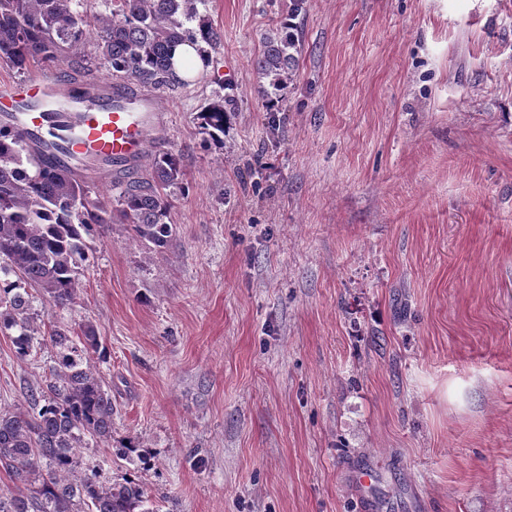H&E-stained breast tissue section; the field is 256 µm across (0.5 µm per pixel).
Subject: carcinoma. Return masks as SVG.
Instances as JSON below:
<instances>
[{
	"label": "carcinoma",
	"instance_id": "1",
	"mask_svg": "<svg viewBox=\"0 0 512 512\" xmlns=\"http://www.w3.org/2000/svg\"><path fill=\"white\" fill-rule=\"evenodd\" d=\"M206 0H112L110 14L72 10V0H0V65L24 70L33 64H66L80 74V46L91 41L112 77L143 88H174L179 83L172 53L181 43L201 39L210 49L223 42L220 31L201 16ZM197 22V30L187 24ZM297 38L268 35L255 61L259 77L282 86L295 73ZM222 98L200 112L214 138L224 132L227 106ZM179 159L156 155L149 166L123 183L108 209L89 200L87 180L65 170L42 167L9 130L0 127V269L15 274L56 307L69 304L78 289L79 265L88 258V238L106 224H126L135 236L166 250L173 225L166 222L171 201L165 189L182 181ZM9 307L7 326L19 358L33 353L30 299L15 283L0 281V305ZM57 365L45 380L28 386L26 408L0 409V469L27 487L28 494L0 493V512H155L144 486L128 477L99 481L97 464H82L75 448L89 435L112 434L111 386L84 359L100 350L99 337L86 327L79 339L60 327L43 336Z\"/></svg>",
	"mask_w": 512,
	"mask_h": 512
}]
</instances>
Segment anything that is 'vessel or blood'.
<instances>
[{"label": "vessel or blood", "instance_id": "b4317fda", "mask_svg": "<svg viewBox=\"0 0 512 512\" xmlns=\"http://www.w3.org/2000/svg\"><path fill=\"white\" fill-rule=\"evenodd\" d=\"M0 124L40 162L89 178L139 160L160 117L145 94L49 72L0 88Z\"/></svg>", "mask_w": 512, "mask_h": 512}]
</instances>
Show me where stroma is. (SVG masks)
I'll use <instances>...</instances> for the list:
<instances>
[{
    "instance_id": "35a3bbf8",
    "label": "stroma",
    "mask_w": 512,
    "mask_h": 512,
    "mask_svg": "<svg viewBox=\"0 0 512 512\" xmlns=\"http://www.w3.org/2000/svg\"><path fill=\"white\" fill-rule=\"evenodd\" d=\"M206 0L209 65L152 96L179 156L164 252L109 224L74 300L112 436L159 512H512V0ZM232 96L220 141L198 119ZM0 329V407L54 364ZM371 472L369 488L354 481ZM297 38L290 32L264 38L263 49L255 61L259 78L273 76V86H282L286 80H292L296 70V56L290 50L298 52ZM294 73V74H293Z\"/></svg>"
}]
</instances>
